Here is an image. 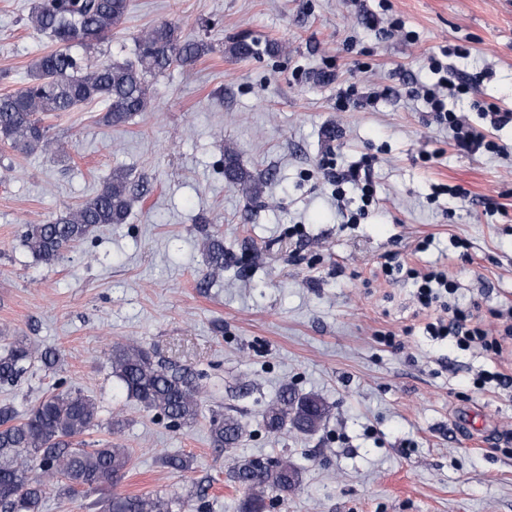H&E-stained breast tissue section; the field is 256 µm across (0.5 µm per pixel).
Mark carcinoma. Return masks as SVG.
I'll return each mask as SVG.
<instances>
[{
    "mask_svg": "<svg viewBox=\"0 0 512 512\" xmlns=\"http://www.w3.org/2000/svg\"><path fill=\"white\" fill-rule=\"evenodd\" d=\"M129 0H38L28 21L37 32L50 35L54 48L35 59L30 80L20 89L0 96V140L32 154L46 141L48 128L41 116L48 112H72L88 104H107L102 121L127 125L150 110V80L172 65L196 61L208 43L184 34L174 22L163 21L135 39L132 56L95 63L73 52L89 51L112 37L124 23ZM233 57L254 54L246 38L227 48ZM224 178L251 203L261 201L266 186L263 173L250 172L239 157L224 154ZM134 194L132 183L112 176L88 202L43 224H29L23 243L33 259L44 265L59 263L65 252L104 224L126 222ZM210 268L224 269V240L217 234L202 237ZM5 342L0 353V384L17 386L26 380L32 364L53 366L58 359L51 349L38 351L16 336L0 333ZM112 376L147 411L172 427L193 423L202 413L204 386L188 369H170L153 360L137 342H117L108 353ZM329 409L318 397L298 396L288 386L268 405L264 427L277 433L287 425L304 432L318 430ZM99 425V406L82 390L64 388L51 393L21 418L10 404L0 405V512H44L50 494L85 497L108 483H118L130 462V452L120 444L100 448L79 441ZM244 431L242 422L220 411L209 420V436L216 448H233ZM162 463L187 472L193 459L164 454ZM228 481L238 485L242 498L237 512H266L268 502L296 489L299 471L284 453L262 463L251 457L233 463ZM191 498L176 492L127 495L114 493L98 498L90 507L99 512H188Z\"/></svg>",
    "mask_w": 512,
    "mask_h": 512,
    "instance_id": "1",
    "label": "carcinoma"
}]
</instances>
